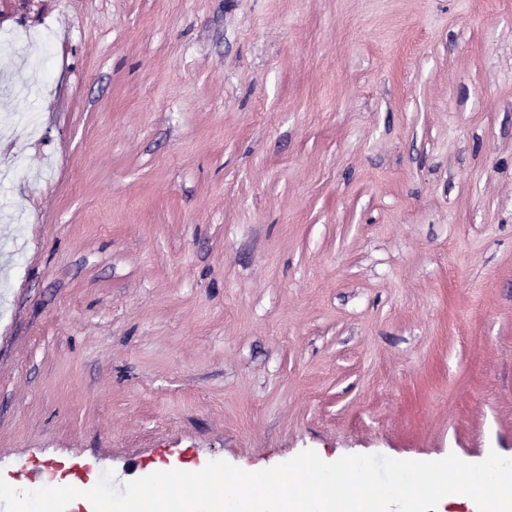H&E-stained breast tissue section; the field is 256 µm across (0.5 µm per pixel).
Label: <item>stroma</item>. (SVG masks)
<instances>
[{
    "label": "stroma",
    "instance_id": "35a3bbf8",
    "mask_svg": "<svg viewBox=\"0 0 512 512\" xmlns=\"http://www.w3.org/2000/svg\"><path fill=\"white\" fill-rule=\"evenodd\" d=\"M3 33L1 478L512 458V0H0Z\"/></svg>",
    "mask_w": 512,
    "mask_h": 512
}]
</instances>
